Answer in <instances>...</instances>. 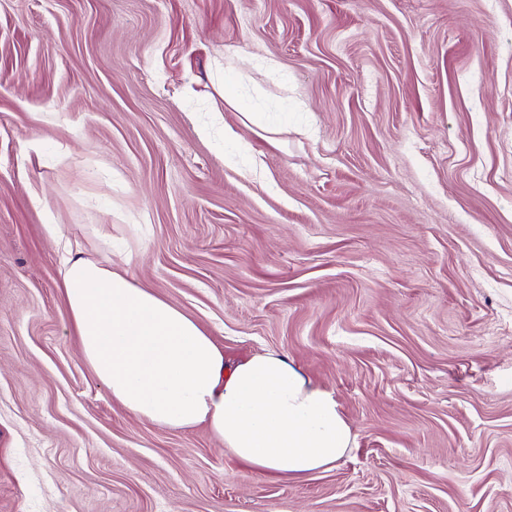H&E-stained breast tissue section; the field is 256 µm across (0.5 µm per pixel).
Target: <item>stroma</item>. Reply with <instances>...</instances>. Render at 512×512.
<instances>
[{
    "label": "stroma",
    "instance_id": "35a3bbf8",
    "mask_svg": "<svg viewBox=\"0 0 512 512\" xmlns=\"http://www.w3.org/2000/svg\"><path fill=\"white\" fill-rule=\"evenodd\" d=\"M63 241L288 356L349 454L127 412ZM0 512H512V0H0Z\"/></svg>",
    "mask_w": 512,
    "mask_h": 512
}]
</instances>
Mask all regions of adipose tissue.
<instances>
[{"instance_id": "adipose-tissue-1", "label": "adipose tissue", "mask_w": 512, "mask_h": 512, "mask_svg": "<svg viewBox=\"0 0 512 512\" xmlns=\"http://www.w3.org/2000/svg\"><path fill=\"white\" fill-rule=\"evenodd\" d=\"M62 280L85 359L131 414L170 429L206 425L236 461L279 480L306 479L350 451L335 397L288 357L229 363L177 306L69 243Z\"/></svg>"}]
</instances>
